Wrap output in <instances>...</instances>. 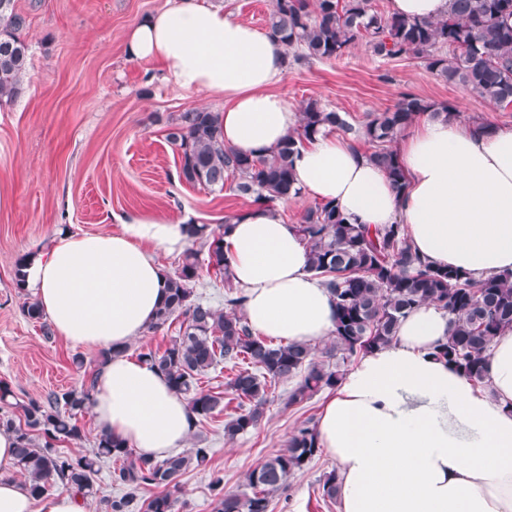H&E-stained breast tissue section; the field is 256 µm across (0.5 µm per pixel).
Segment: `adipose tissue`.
I'll use <instances>...</instances> for the list:
<instances>
[{
  "label": "adipose tissue",
  "instance_id": "adipose-tissue-1",
  "mask_svg": "<svg viewBox=\"0 0 512 512\" xmlns=\"http://www.w3.org/2000/svg\"><path fill=\"white\" fill-rule=\"evenodd\" d=\"M169 2L129 30V54L159 64L174 87L219 95L225 146L271 154L299 124L296 109L271 90L286 70L281 46L202 0ZM398 153L407 176L399 192L350 140L320 134L300 148L294 182L353 222L405 225L434 265L477 277L512 269V126L425 118L409 127ZM189 240L186 224L164 217L61 234L28 260L24 286L71 344L124 346L141 337L164 297L156 251L178 254ZM224 254L258 335L306 344L331 336L334 305L280 205L239 215ZM450 331L447 313L419 306L328 397L317 433L338 465L340 512H512V330L494 339L483 388L433 356ZM92 411L99 429L148 457L166 456L190 433L185 399L126 353L103 368ZM15 445L0 430V512H87L72 493L35 498L13 480Z\"/></svg>",
  "mask_w": 512,
  "mask_h": 512
}]
</instances>
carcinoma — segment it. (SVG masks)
Instances as JSON below:
<instances>
[{"mask_svg": "<svg viewBox=\"0 0 512 512\" xmlns=\"http://www.w3.org/2000/svg\"><path fill=\"white\" fill-rule=\"evenodd\" d=\"M26 19L15 0H0V104L14 100L25 88L31 68L30 46L22 37ZM267 30L295 62L331 60L363 41L384 60L415 58L433 75L486 100L512 105V0H448V12L436 20L385 16L370 0H272ZM455 107L412 92L368 116L361 135L371 144L366 153L396 190L405 173L394 146L414 119L427 114L448 120ZM335 130L353 131L341 113L310 99L300 110L298 128L268 157H252L224 146L220 115L188 109L174 120L167 140L180 151L179 178L191 185L230 189L256 204L271 205L299 195L292 168L304 140ZM310 253L309 271L328 288L336 322L330 341L317 348L305 343L273 344L256 335L241 315L244 296L232 281L224 256L223 235L207 232L205 224L189 225L190 238L208 239L207 264L190 248L174 272L164 273L166 295L151 330L172 326L184 317L164 350L148 348L139 358L160 371L188 403L191 426L223 410L224 396L201 387L200 380L221 362L231 365L227 388L240 400L239 411L224 424L228 441L257 429L263 421L269 388L293 383L288 405L307 401L343 378V360L392 343L401 320L415 308L432 304L450 316V335L433 349L434 357L486 384L485 365L494 339L512 329V271L475 278L452 268H439L416 253L402 224L374 233L354 224L333 203H318L295 225ZM224 279V312L194 299L192 283L202 270ZM129 347L98 351L93 368L81 384L42 399L17 402L23 422L0 417V429L16 438V472L28 492L38 498L56 485L95 497L94 477L101 462L116 463L113 483L120 497L95 501V512H129L138 494L156 487L146 512H179L181 477L191 468L205 469L210 449L199 446L153 459L136 454L124 442L101 431L94 446L69 455L58 444L83 441L77 416L90 410L98 376L112 357ZM316 427L301 422L287 446L248 476L251 493L224 492V477L211 479L212 512H268L269 495L284 488L320 453ZM322 497L338 495L337 470L322 480Z\"/></svg>", "mask_w": 512, "mask_h": 512, "instance_id": "cac0c4a2", "label": "carcinoma"}]
</instances>
